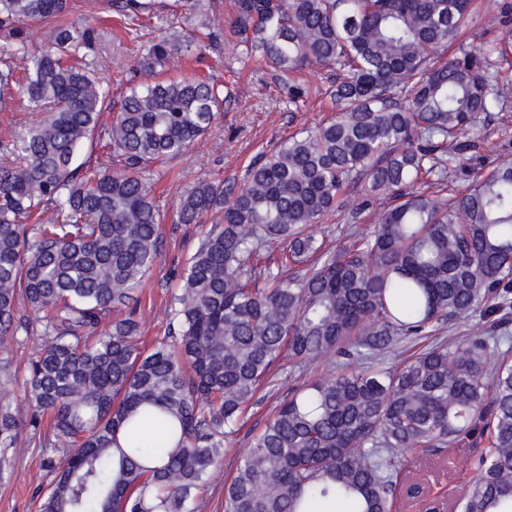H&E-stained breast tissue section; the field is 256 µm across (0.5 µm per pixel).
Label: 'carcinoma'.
Segmentation results:
<instances>
[{"label": "carcinoma", "instance_id": "1", "mask_svg": "<svg viewBox=\"0 0 512 512\" xmlns=\"http://www.w3.org/2000/svg\"><path fill=\"white\" fill-rule=\"evenodd\" d=\"M149 0H112L137 17ZM70 0H0V49L25 48L24 25L54 21L26 54L23 78L0 62V109L15 98L44 116L0 140V354L39 346L23 380L26 413L0 403V482L20 429L38 437L46 481L36 512H198L239 418L284 355L339 370L288 390L224 484V512H308L345 501L390 512L389 496L426 451L473 472L454 512H512V353L482 319L512 309V160L478 173L448 200L423 188L472 164L470 135L503 106L492 54L512 56V20L496 46L459 43L474 0H234L227 33L246 57L288 75L336 69V116L247 169L240 185L201 180L180 199V224L201 226L179 272L167 335L141 346L134 293L163 247L150 167L202 138L224 111L223 85L196 76L131 88L112 122L110 86L82 49L94 29L65 22ZM192 42L165 35L148 73ZM105 142L123 169L78 161ZM361 186V197L349 189ZM392 206L355 240L327 250L310 233L330 213ZM285 262L259 267L265 252ZM34 316H22L19 305ZM468 337L388 368L374 361L444 320ZM160 434L139 438L143 422Z\"/></svg>", "mask_w": 512, "mask_h": 512}]
</instances>
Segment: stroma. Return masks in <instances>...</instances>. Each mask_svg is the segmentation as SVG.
<instances>
[{
    "label": "stroma",
    "instance_id": "1",
    "mask_svg": "<svg viewBox=\"0 0 512 512\" xmlns=\"http://www.w3.org/2000/svg\"><path fill=\"white\" fill-rule=\"evenodd\" d=\"M234 0H215L212 9L185 15L171 7V0H155L158 17L152 21H129L118 18L110 0H73L67 17L78 28L96 31L86 52L95 57L98 71L112 87L114 99H121L130 83L140 81L136 66L148 42L159 32L202 35L219 34L217 46L203 48L201 54L175 57L167 66L171 75L200 72L223 81L231 95L219 122L196 141L184 154L157 163L150 174L157 204L165 215V243L154 267L144 277L138 290V314L142 334L147 340L162 336L166 326V309L175 291L174 278L193 251L199 237L194 224H179L175 211L180 196L203 179L224 183L242 182L247 165L262 152L276 150L290 136L313 128L330 119L334 107L326 94L333 78L327 68L303 69L300 80L307 89L300 109L289 108L285 102L287 76L266 67L256 58H245L233 49L223 32L232 14ZM502 0H475V14L463 34L465 45L485 47L499 33V10ZM485 139L482 164L496 159H512V92L508 93L502 111L480 119L476 125ZM381 199L352 216L349 210L329 215L314 233L327 248L350 244L357 226L373 223L379 210L387 207ZM471 329L470 323L444 322L432 335L397 345L384 357V366H392L406 357L440 344L462 341ZM335 363L315 362L302 367L282 361L267 385L255 396L241 417L237 432L230 440L221 467L213 475L201 497L200 512H224V483L230 480L240 460V451L249 447L253 438L275 412L288 389L303 381L336 371ZM31 428H24L18 441L20 455L13 479L0 483V512H35L32 492L43 479L40 452L31 440ZM418 475L436 495L451 496L454 487L466 483L470 472L449 469L447 457L426 460Z\"/></svg>",
    "mask_w": 512,
    "mask_h": 512
}]
</instances>
